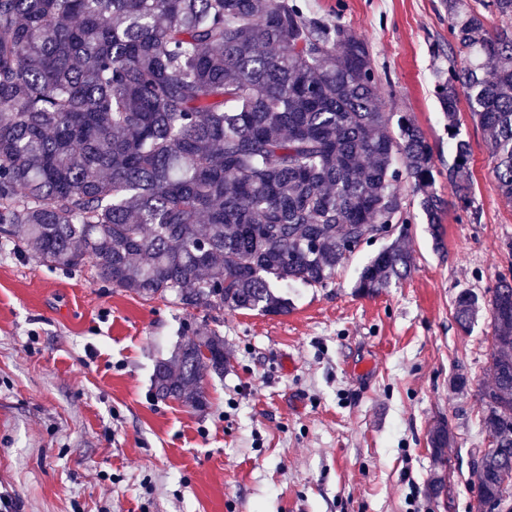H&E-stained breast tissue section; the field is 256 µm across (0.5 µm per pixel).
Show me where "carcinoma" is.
Listing matches in <instances>:
<instances>
[{
	"instance_id": "obj_1",
	"label": "carcinoma",
	"mask_w": 512,
	"mask_h": 512,
	"mask_svg": "<svg viewBox=\"0 0 512 512\" xmlns=\"http://www.w3.org/2000/svg\"><path fill=\"white\" fill-rule=\"evenodd\" d=\"M444 6L448 182L470 210L463 98L512 202V0ZM404 182L440 223L433 149L411 113L382 110L369 41L298 0H0V237L43 264L89 265L187 312L279 315L282 288H326L362 244L393 235L359 272L369 295L411 270ZM488 293L455 300L463 332L485 312L492 329L480 401L495 442L471 450L473 509L512 512V280ZM225 362L219 333L191 338L156 361L155 393L200 410ZM427 444L438 498L456 439L437 421Z\"/></svg>"
}]
</instances>
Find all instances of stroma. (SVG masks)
Here are the masks:
<instances>
[{
    "label": "stroma",
    "instance_id": "obj_1",
    "mask_svg": "<svg viewBox=\"0 0 512 512\" xmlns=\"http://www.w3.org/2000/svg\"><path fill=\"white\" fill-rule=\"evenodd\" d=\"M302 3L369 40L384 110L412 113L425 132L447 203L440 234L408 197L407 277L356 293L379 239L329 287H289L285 315L190 314L115 290L90 268L0 249V493L13 512H472L468 451L487 445L479 392L491 381V327L484 316L462 333L454 301L512 274V202L491 174L487 132L464 111L478 215L452 204L433 92L448 63L442 0ZM209 330L228 363L223 379L205 381L207 408L156 398L155 360ZM458 372L470 378L464 397L448 387ZM440 418L457 445L439 503L426 434Z\"/></svg>",
    "mask_w": 512,
    "mask_h": 512
}]
</instances>
